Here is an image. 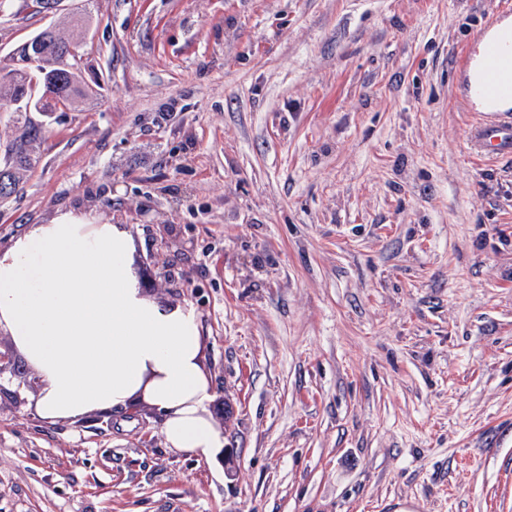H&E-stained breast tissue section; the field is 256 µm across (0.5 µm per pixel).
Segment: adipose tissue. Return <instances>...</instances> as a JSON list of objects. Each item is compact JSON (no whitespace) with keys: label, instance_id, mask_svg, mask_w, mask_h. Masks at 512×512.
<instances>
[{"label":"adipose tissue","instance_id":"1","mask_svg":"<svg viewBox=\"0 0 512 512\" xmlns=\"http://www.w3.org/2000/svg\"><path fill=\"white\" fill-rule=\"evenodd\" d=\"M0 331L41 379L42 420L143 403L168 448L205 458L223 448L197 315L140 287L125 226L66 211L0 248Z\"/></svg>","mask_w":512,"mask_h":512}]
</instances>
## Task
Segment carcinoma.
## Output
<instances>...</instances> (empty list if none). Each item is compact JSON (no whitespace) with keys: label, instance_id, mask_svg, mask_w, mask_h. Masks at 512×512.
I'll use <instances>...</instances> for the list:
<instances>
[{"label":"carcinoma","instance_id":"1","mask_svg":"<svg viewBox=\"0 0 512 512\" xmlns=\"http://www.w3.org/2000/svg\"><path fill=\"white\" fill-rule=\"evenodd\" d=\"M40 41L30 39L19 51L23 67L0 68V112L15 111L14 103L30 92L31 76L44 79V85L53 103L64 106L90 97L91 89L82 77V65L70 53L73 44L55 29L39 33ZM43 125L24 121L22 132L11 142V162L0 167V198L16 191L20 183L38 163L37 145L42 138Z\"/></svg>","mask_w":512,"mask_h":512}]
</instances>
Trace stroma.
<instances>
[{
    "mask_svg": "<svg viewBox=\"0 0 512 512\" xmlns=\"http://www.w3.org/2000/svg\"><path fill=\"white\" fill-rule=\"evenodd\" d=\"M512 0L15 7L100 96L45 120L0 247L74 210L203 327L213 458L138 408L54 424L0 393V512H512V161L471 149L452 57ZM235 476H228L227 465Z\"/></svg>",
    "mask_w": 512,
    "mask_h": 512,
    "instance_id": "35a3bbf8",
    "label": "stroma"
}]
</instances>
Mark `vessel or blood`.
I'll return each instance as SVG.
<instances>
[{"instance_id": "b4317fda", "label": "vessel or blood", "mask_w": 512, "mask_h": 512, "mask_svg": "<svg viewBox=\"0 0 512 512\" xmlns=\"http://www.w3.org/2000/svg\"><path fill=\"white\" fill-rule=\"evenodd\" d=\"M457 99L475 115L469 140L481 156L512 159V11L480 26L452 60Z\"/></svg>"}]
</instances>
